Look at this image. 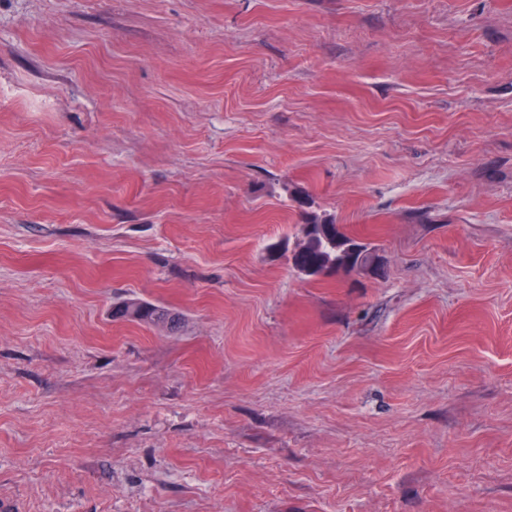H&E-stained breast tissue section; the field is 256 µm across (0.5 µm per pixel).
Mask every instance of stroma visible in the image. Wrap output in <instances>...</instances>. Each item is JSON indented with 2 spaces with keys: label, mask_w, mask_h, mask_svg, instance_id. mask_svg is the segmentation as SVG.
I'll list each match as a JSON object with an SVG mask.
<instances>
[{
  "label": "stroma",
  "mask_w": 512,
  "mask_h": 512,
  "mask_svg": "<svg viewBox=\"0 0 512 512\" xmlns=\"http://www.w3.org/2000/svg\"><path fill=\"white\" fill-rule=\"evenodd\" d=\"M0 507L512 512V0H0ZM355 244L366 252L372 251L368 244L344 231L335 219L306 213L304 240L288 257L292 267L308 278H320L345 267L354 265L358 255L350 247ZM118 314L127 321L146 325H166L171 329L179 324V317L167 308L144 302L138 298H129L122 302Z\"/></svg>",
  "instance_id": "stroma-1"
}]
</instances>
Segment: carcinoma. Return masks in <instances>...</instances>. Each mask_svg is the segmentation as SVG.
Segmentation results:
<instances>
[{
    "instance_id": "cac0c4a2",
    "label": "carcinoma",
    "mask_w": 512,
    "mask_h": 512,
    "mask_svg": "<svg viewBox=\"0 0 512 512\" xmlns=\"http://www.w3.org/2000/svg\"><path fill=\"white\" fill-rule=\"evenodd\" d=\"M354 244L370 251L367 244L346 233L334 219L308 212L304 224V240L288 257V261L305 277H324L349 263H356L357 257L350 251ZM118 314L127 321L146 325L174 328L179 324V317L167 308L138 298L122 302Z\"/></svg>"
}]
</instances>
